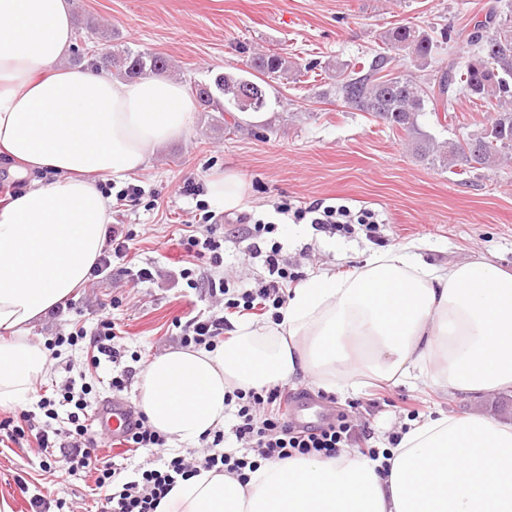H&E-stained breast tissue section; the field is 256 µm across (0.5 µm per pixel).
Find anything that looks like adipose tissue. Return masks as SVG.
I'll list each match as a JSON object with an SVG mask.
<instances>
[{"label":"adipose tissue","mask_w":512,"mask_h":512,"mask_svg":"<svg viewBox=\"0 0 512 512\" xmlns=\"http://www.w3.org/2000/svg\"><path fill=\"white\" fill-rule=\"evenodd\" d=\"M69 0H0V157L31 180L0 211V404L26 401L47 355L22 333L83 285L112 198L194 104L163 75L118 79L66 65ZM51 181H44V174ZM304 378L357 391L376 378L451 393L512 388V272L485 259L434 265L408 248L290 289L281 321L240 320L214 350L176 349L141 372L138 404L168 445L222 428L233 390ZM158 512H512V424L438 410L409 421L387 463L358 449L262 465L247 484L200 471Z\"/></svg>","instance_id":"obj_1"}]
</instances>
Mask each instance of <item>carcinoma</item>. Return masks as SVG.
Segmentation results:
<instances>
[{
    "instance_id": "obj_1",
    "label": "carcinoma",
    "mask_w": 512,
    "mask_h": 512,
    "mask_svg": "<svg viewBox=\"0 0 512 512\" xmlns=\"http://www.w3.org/2000/svg\"><path fill=\"white\" fill-rule=\"evenodd\" d=\"M440 37L445 43L460 41L474 47L465 64L450 60L438 78L426 83L400 70L389 51H407L422 68L436 48L432 35L404 23L385 31L382 44L386 50L377 53L367 70L352 68L336 82L335 95L401 131L412 154L429 165L459 166L463 172L476 166L493 169L512 158V16L505 17L492 7L473 29L444 28ZM91 66L111 69L120 79L163 74L169 69L165 57L128 48L93 54ZM246 67L243 74H218L205 87L192 85L203 109L260 112L267 105L266 80L288 79V60L275 51L255 54ZM461 95L481 101L494 117L480 132L462 141H440L425 130L419 117L429 110L436 116L450 111Z\"/></svg>"
}]
</instances>
